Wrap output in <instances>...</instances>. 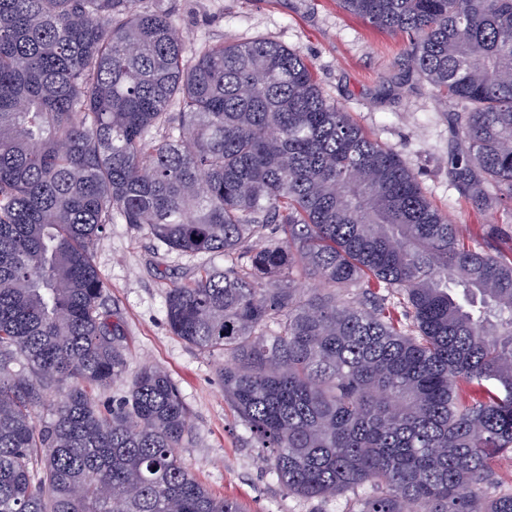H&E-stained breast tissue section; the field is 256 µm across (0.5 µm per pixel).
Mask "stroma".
Returning <instances> with one entry per match:
<instances>
[{
  "instance_id": "stroma-1",
  "label": "stroma",
  "mask_w": 512,
  "mask_h": 512,
  "mask_svg": "<svg viewBox=\"0 0 512 512\" xmlns=\"http://www.w3.org/2000/svg\"><path fill=\"white\" fill-rule=\"evenodd\" d=\"M140 5L172 12L189 59L221 41L265 38L299 50L327 99L350 112L370 138L399 152L450 223L462 234H477L488 253L512 252V196L494 190L485 204H477L450 173V153L466 148L453 133L458 108L408 66L401 37L345 12L337 0H141ZM93 261L106 286L105 307L122 326L128 374L157 365L179 389L194 426L181 459L204 487L238 501L244 512H347L357 499L352 492L320 500L282 488L263 449L224 398L217 380L223 356L190 346L168 326L167 289L199 269L223 266V257L168 251L146 230L117 219L100 234Z\"/></svg>"
}]
</instances>
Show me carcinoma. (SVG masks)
<instances>
[{
	"label": "carcinoma",
	"mask_w": 512,
	"mask_h": 512,
	"mask_svg": "<svg viewBox=\"0 0 512 512\" xmlns=\"http://www.w3.org/2000/svg\"><path fill=\"white\" fill-rule=\"evenodd\" d=\"M339 4L405 37L460 106L455 178L512 194V0ZM116 218L224 256L169 289L167 321L224 355V396L288 493L512 512L489 468L512 455V257L465 242L298 50L188 62L137 0H0V512H243L184 466L193 425L164 370L92 398L127 367L92 260Z\"/></svg>",
	"instance_id": "cac0c4a2"
}]
</instances>
